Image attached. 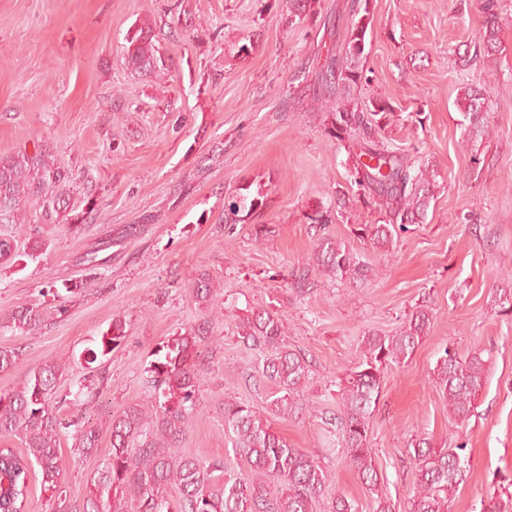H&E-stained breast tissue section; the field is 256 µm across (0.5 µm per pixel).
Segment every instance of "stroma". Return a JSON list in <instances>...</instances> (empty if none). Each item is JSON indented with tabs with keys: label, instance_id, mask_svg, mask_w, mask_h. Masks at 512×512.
<instances>
[{
	"label": "stroma",
	"instance_id": "35a3bbf8",
	"mask_svg": "<svg viewBox=\"0 0 512 512\" xmlns=\"http://www.w3.org/2000/svg\"><path fill=\"white\" fill-rule=\"evenodd\" d=\"M354 0H315L297 18L288 0H0V157L48 152L73 176L74 213L101 217L80 234L44 219L37 203L6 228L18 246L39 236L38 258L16 257L0 271V346L19 352L0 372V391L22 384L48 361L69 363L62 390L87 377L86 349L113 319L127 336L98 358L105 380L85 413L101 430L93 456L63 435L58 466L70 503L82 507L112 452L108 423L129 404L149 402L145 385L159 344L206 327L199 344V418L179 453L251 475L224 431L225 402L266 414L291 447L306 451L357 512L375 496L405 507L417 478L412 440L464 446L468 465L448 512H479L484 498L512 496V314L494 303L512 273V0H497L496 74L463 67L481 28L478 0H369L359 106L388 99L393 117L379 138L437 169L440 189L424 223L400 232L393 248L360 238L384 210L357 201L347 174L353 156L328 135L331 109L316 76L351 24ZM148 25L169 69L132 73L126 35ZM483 83L491 137L462 147V87ZM351 196L336 205L337 192ZM254 208L231 216L239 197ZM328 224L309 223L318 206ZM266 233L256 237V225ZM341 241L373 273L340 281L309 262L321 238ZM213 284L221 315L208 316L191 286ZM83 284L67 314L28 335L5 323L22 304L53 305L47 283ZM433 315L405 363L388 366L371 417L369 444L380 474L370 490L344 457L330 420L338 382L361 357L363 336L393 334L415 308ZM281 317L282 343L306 359L304 408L281 418L277 387L262 378V347L242 340L247 319ZM482 351L489 361L477 409L455 427L433 370L445 347Z\"/></svg>",
	"mask_w": 512,
	"mask_h": 512
}]
</instances>
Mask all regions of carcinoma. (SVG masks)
I'll list each match as a JSON object with an SVG mask.
<instances>
[{
  "mask_svg": "<svg viewBox=\"0 0 512 512\" xmlns=\"http://www.w3.org/2000/svg\"><path fill=\"white\" fill-rule=\"evenodd\" d=\"M364 15L351 21L342 52V64L332 71L334 58L320 68L318 80L327 88L350 96L351 90L366 80L363 59L369 22L367 4ZM493 0H483L485 20L480 29L478 53L462 59L463 65L478 60L494 63L499 49V21L492 12ZM128 66L146 77L164 70L156 35L142 26L126 38ZM461 113L462 141L472 144L489 136L484 91L477 85L461 89L456 98ZM393 109L386 100H378L363 109L347 100L336 107L328 130L330 137L349 141L360 153L349 171V178L362 190L361 199L369 206H382L390 220L385 224L358 227L361 237L377 248L394 245L397 231L408 224H420L438 188L437 172L428 165H415L405 154L384 146L376 137L382 123L390 120ZM70 178L66 171L48 160V155L21 151L0 158V224H17L29 199L39 200L47 217L58 219L78 233L83 226L99 219L95 208L89 217H70ZM315 265L327 275L342 281L364 280L369 266L346 245L321 240L312 254ZM196 300L210 306L215 301L213 286L206 278L192 286ZM50 312L39 305H20L8 318L14 333L31 334L46 325ZM432 314L426 308L413 312L392 336L372 333L363 338L362 360L339 383L340 405L338 433L350 465L358 477L373 490L378 486L375 450L368 444L370 419L384 383V370L410 358L430 327ZM283 324L271 313L258 314L242 328V337L264 346L268 354L258 371L273 382L281 396L271 404L284 417L302 406L300 400L308 380L305 360L281 345ZM126 338V322L112 320L102 333L97 349L89 352L93 364ZM202 333H184L157 347L147 372L153 389L150 404L133 403L109 423L112 454L98 476L92 480L86 507L93 512H126L122 502L136 501L135 512H310L312 502L325 495L329 475L301 448H293L271 430L268 419L254 408L241 403L224 404V426L235 437V447L250 461L247 481L224 479L216 483L224 463H205L194 456L175 451L192 419L198 415V371L196 349ZM68 365L49 361L34 370L14 390L0 392V437L19 439L25 451L0 448V512H27L32 467L41 471V487L53 501L54 512H72L62 488L58 468L61 435L73 430L72 447L91 456L99 446L100 430L82 422L80 411L104 381L101 373L84 378L76 391L58 395ZM488 364L482 352L460 358L449 349L437 360L434 369L438 386L448 404L455 427L473 416L484 389ZM72 412L69 419L60 410ZM138 446L136 453L131 447ZM417 461L418 479L409 498L408 512H448V504L467 460L464 446L444 448L428 438L412 443ZM176 488L179 498L172 500L168 490Z\"/></svg>",
  "mask_w": 512,
  "mask_h": 512,
  "instance_id": "carcinoma-1",
  "label": "carcinoma"
}]
</instances>
